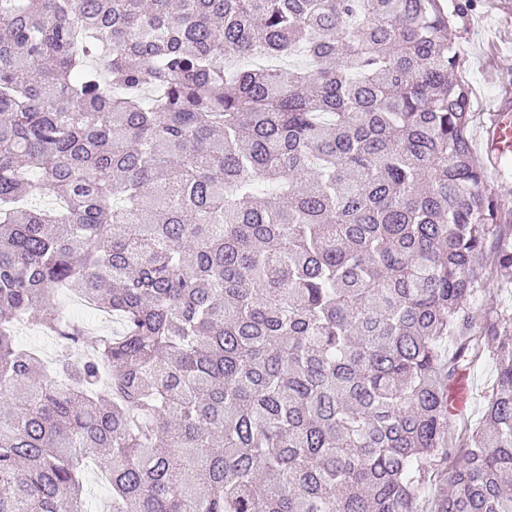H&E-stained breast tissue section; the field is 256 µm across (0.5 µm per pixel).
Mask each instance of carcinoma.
<instances>
[{"label": "carcinoma", "instance_id": "1", "mask_svg": "<svg viewBox=\"0 0 512 512\" xmlns=\"http://www.w3.org/2000/svg\"><path fill=\"white\" fill-rule=\"evenodd\" d=\"M472 2L0 0V512H85L90 458L112 512H420L439 471L436 512H512ZM56 288L122 331L74 355ZM28 329L33 331L36 335L30 332H23L20 336H16L17 341L21 347L34 351L38 356L48 362L52 356L56 354V345L54 340L43 335L38 329L26 326ZM495 364L483 358L472 367L469 374L460 382L457 397L471 424L480 421L484 411V400L488 391L496 382Z\"/></svg>", "mask_w": 512, "mask_h": 512}]
</instances>
